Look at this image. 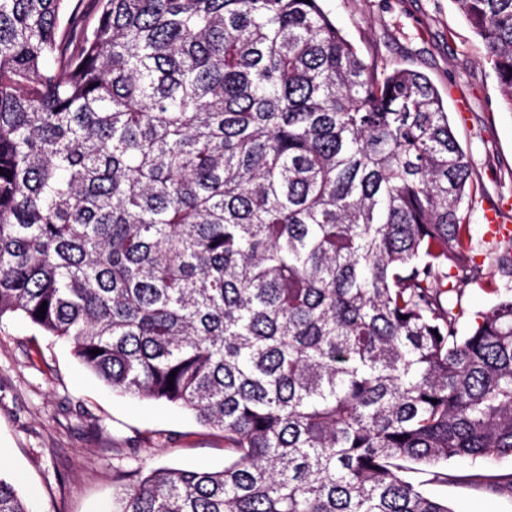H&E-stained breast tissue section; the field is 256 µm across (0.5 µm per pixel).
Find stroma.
<instances>
[{
    "mask_svg": "<svg viewBox=\"0 0 512 512\" xmlns=\"http://www.w3.org/2000/svg\"><path fill=\"white\" fill-rule=\"evenodd\" d=\"M364 60L425 74L441 92L456 138L484 185L471 222L497 208L512 225V109L486 48L452 0H321ZM39 344L42 357L27 351ZM224 435L174 406L120 396L74 356L68 341L18 316L0 318V476L17 480L30 512H112L136 469L222 468ZM457 482L430 495L454 512H512V497L470 486L472 465H448Z\"/></svg>",
    "mask_w": 512,
    "mask_h": 512,
    "instance_id": "35a3bbf8",
    "label": "stroma"
}]
</instances>
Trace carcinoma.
Instances as JSON below:
<instances>
[{
    "label": "carcinoma",
    "mask_w": 512,
    "mask_h": 512,
    "mask_svg": "<svg viewBox=\"0 0 512 512\" xmlns=\"http://www.w3.org/2000/svg\"><path fill=\"white\" fill-rule=\"evenodd\" d=\"M452 2L512 109V0ZM479 191L438 88L320 0H0V318L230 452L116 512H455L424 491L449 461L512 457V234L477 235Z\"/></svg>",
    "instance_id": "obj_1"
}]
</instances>
